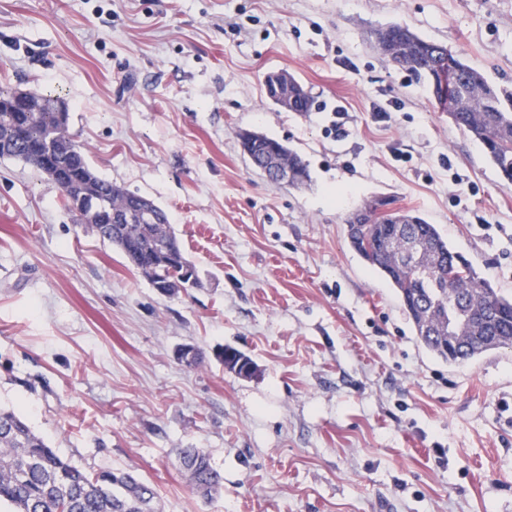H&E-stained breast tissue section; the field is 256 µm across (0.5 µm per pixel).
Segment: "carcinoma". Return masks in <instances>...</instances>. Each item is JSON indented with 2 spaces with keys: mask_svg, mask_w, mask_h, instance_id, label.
Wrapping results in <instances>:
<instances>
[{
  "mask_svg": "<svg viewBox=\"0 0 512 512\" xmlns=\"http://www.w3.org/2000/svg\"><path fill=\"white\" fill-rule=\"evenodd\" d=\"M377 51L418 79L446 72L452 88L435 98L453 124L478 141L499 179L512 185V88L490 81L447 47L410 27L389 24L375 33ZM18 91L0 87V158L19 159L47 175L62 191L67 212L88 189L84 213L105 243L118 249L150 284L170 295L187 289L180 278L190 267L168 213L152 205L154 218L138 217L140 195L100 177L87 149L69 133L70 113L52 94L29 92L32 111H10ZM291 112L311 110L303 84L288 76ZM251 166L292 173L291 186L309 179L303 159L262 133L240 141ZM392 201L380 198L356 214L363 216L350 243L362 259L394 286L425 349L448 362L473 359L512 346V297L497 291L470 261L453 250L438 227L414 211L397 218ZM224 368L242 375L255 367L244 352L225 347ZM180 461L195 492L209 500L224 478L199 448L182 449ZM155 489L126 472L90 474L49 447L27 420L0 408V506L8 512H158Z\"/></svg>",
  "mask_w": 512,
  "mask_h": 512,
  "instance_id": "obj_1",
  "label": "carcinoma"
}]
</instances>
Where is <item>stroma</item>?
Here are the masks:
<instances>
[{
  "instance_id": "35a3bbf8",
  "label": "stroma",
  "mask_w": 512,
  "mask_h": 512,
  "mask_svg": "<svg viewBox=\"0 0 512 512\" xmlns=\"http://www.w3.org/2000/svg\"><path fill=\"white\" fill-rule=\"evenodd\" d=\"M394 22L512 85V0H0V86L61 97L95 171L167 211L198 278L161 293L0 158V406L79 468L150 483L160 512H512V347L427 351L347 236L395 199L512 295V187L372 47ZM274 72L309 114L267 99ZM244 130L309 181L254 173ZM183 448L223 476L212 500ZM287 75V74H285ZM288 76V95L293 98L288 112H310L311 98L303 84L292 75ZM243 132L239 134L240 144L244 155L247 156L255 170L265 175L266 171L273 168L288 169L293 175L292 179L288 176V171H278L270 176L267 175V178L273 183L287 184L291 179L288 186H299L308 181L307 166L295 151L262 133L244 141ZM225 349V357L224 359H220L222 361V363H224V368L232 371V372H235L238 376H246V375H243V370L245 368H247L248 366L251 367V372L247 374L248 377L252 376V374L255 372V363L253 362V360L247 356L244 352L234 348V347H231V346H227V347H224ZM241 363L238 371L236 370V367L239 365V363ZM183 469L195 492L203 499H212L224 487V478L214 469L206 453L199 448H183L180 456Z\"/></svg>"
}]
</instances>
